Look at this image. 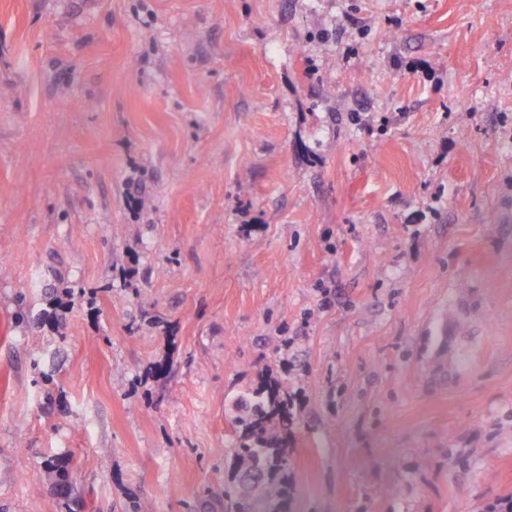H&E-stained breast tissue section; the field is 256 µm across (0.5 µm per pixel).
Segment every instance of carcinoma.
<instances>
[{"mask_svg":"<svg viewBox=\"0 0 512 512\" xmlns=\"http://www.w3.org/2000/svg\"><path fill=\"white\" fill-rule=\"evenodd\" d=\"M237 406L244 411L239 423L253 443L238 449L240 479L232 495V512H272L271 505L286 492L285 483L273 475L288 468V449L277 446L281 429L291 420L288 398L275 391L255 392L238 398ZM44 466L60 494H67L74 480L68 463L51 457Z\"/></svg>","mask_w":512,"mask_h":512,"instance_id":"carcinoma-1","label":"carcinoma"}]
</instances>
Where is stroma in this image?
Returning a JSON list of instances; mask_svg holds the SVG:
<instances>
[{"label":"stroma","mask_w":512,"mask_h":512,"mask_svg":"<svg viewBox=\"0 0 512 512\" xmlns=\"http://www.w3.org/2000/svg\"><path fill=\"white\" fill-rule=\"evenodd\" d=\"M3 86L0 512H228L276 380L277 512L512 497V0H0ZM44 466L50 479L61 495H66L73 483L74 474L68 463L57 457L45 460Z\"/></svg>","instance_id":"stroma-1"}]
</instances>
